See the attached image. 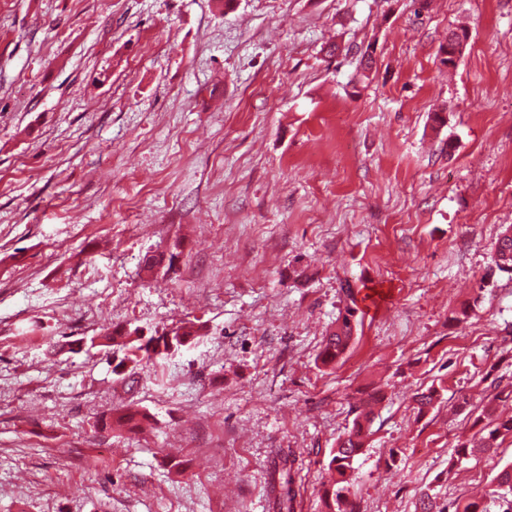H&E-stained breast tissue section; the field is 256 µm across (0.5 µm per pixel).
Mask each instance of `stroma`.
<instances>
[{"mask_svg": "<svg viewBox=\"0 0 512 512\" xmlns=\"http://www.w3.org/2000/svg\"><path fill=\"white\" fill-rule=\"evenodd\" d=\"M506 224L512 0H0V512H271L281 451L322 512L378 389L358 512H501L512 437L454 448L512 412ZM186 321L199 341L121 375L90 345ZM125 405L148 422L100 427ZM493 261L495 267L512 275V225H507L501 231L493 246ZM354 309H348L346 315L336 324V328L329 332L323 341V345L318 354V360L324 365H330L340 359L347 349L349 348L353 339L354 325L351 318L354 314ZM335 352H330L331 348ZM495 489L492 495H498L505 508L503 512H512V464L506 465L494 478Z\"/></svg>", "mask_w": 512, "mask_h": 512, "instance_id": "stroma-1", "label": "stroma"}]
</instances>
